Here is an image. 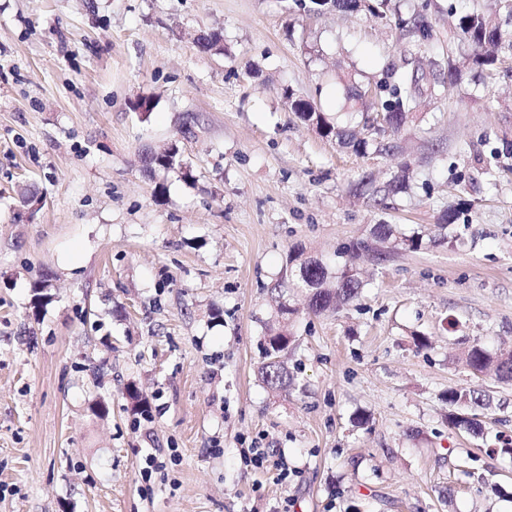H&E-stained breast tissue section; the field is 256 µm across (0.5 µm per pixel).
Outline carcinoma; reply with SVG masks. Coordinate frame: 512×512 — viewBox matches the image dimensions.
<instances>
[{"mask_svg": "<svg viewBox=\"0 0 512 512\" xmlns=\"http://www.w3.org/2000/svg\"><path fill=\"white\" fill-rule=\"evenodd\" d=\"M299 7L307 13H318L322 9L334 8L338 11L351 12L360 7L361 0H297ZM459 40L473 49L472 60L479 68L488 70L495 63L498 50H512V33L501 29L497 18L488 13H468L460 16L457 24ZM406 32L421 44L429 42L432 29L424 16L418 14L410 21ZM195 45L201 51L224 52V39L217 30L203 31L196 38ZM418 76L417 72L405 68H392L386 72V81L378 85V91L370 94L364 88L354 92L356 98L371 100L370 111L362 113L361 131L365 132L371 120L370 114L380 112L388 125L399 128L418 111ZM292 109L301 119L315 126L318 133L326 138L337 140L343 147H349L357 153H365L375 146L374 135L358 136L347 127H340L329 120L325 113L318 110L316 103L296 97L291 102ZM142 159L146 170L153 173L157 170H170L183 167L178 148L172 146L162 152L148 151ZM410 176L406 171L392 178L381 192L390 196L405 191L409 186ZM372 237L388 243L393 249L417 251L422 246V237L407 236L392 224H376L372 229ZM299 268L305 273L302 285L309 289L308 309L314 314L333 311L342 305L352 303L362 288V281L354 262H349L342 269L335 270L320 260L300 259ZM291 335L284 327L272 328L266 338L265 357L267 362L262 367V379L272 388L282 387L291 383L284 363L277 359V354L288 347ZM465 362L476 373H492L500 381H512V350L490 353L479 345L471 346L465 352ZM448 406L454 411L448 414V423L467 432L480 436L482 427L477 415L459 411L463 406H488L487 395L475 390H451L448 392Z\"/></svg>", "mask_w": 512, "mask_h": 512, "instance_id": "1", "label": "carcinoma"}]
</instances>
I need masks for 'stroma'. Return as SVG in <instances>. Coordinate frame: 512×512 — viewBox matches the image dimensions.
Instances as JSON below:
<instances>
[{
    "mask_svg": "<svg viewBox=\"0 0 512 512\" xmlns=\"http://www.w3.org/2000/svg\"><path fill=\"white\" fill-rule=\"evenodd\" d=\"M494 7L0 0V512H512V383L461 360L512 348V52L489 77L449 41ZM415 11L424 45L398 25ZM212 29L223 53L194 43ZM391 65L417 70L430 119L384 150L291 109L358 122L353 89ZM171 144L191 179L145 171ZM404 167L409 190L377 200ZM376 224L421 249L377 262ZM362 241L358 299L309 313L290 256L339 267ZM283 304L295 384L274 390L258 369ZM453 389L490 394L483 437L449 424ZM253 443L263 468L240 462ZM296 2H299L300 9L307 13H318L322 7L351 12L360 7L361 0H296Z\"/></svg>",
    "mask_w": 512,
    "mask_h": 512,
    "instance_id": "obj_1",
    "label": "stroma"
}]
</instances>
